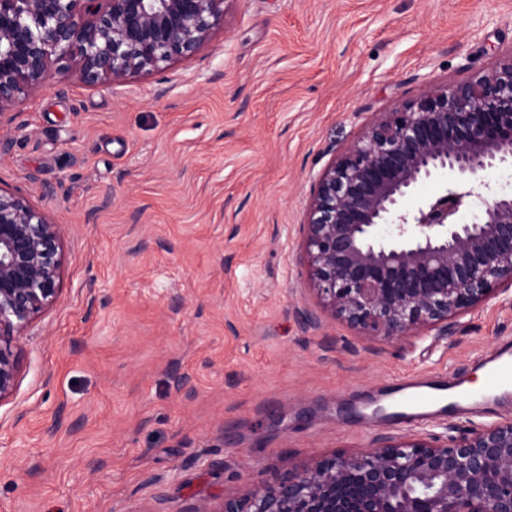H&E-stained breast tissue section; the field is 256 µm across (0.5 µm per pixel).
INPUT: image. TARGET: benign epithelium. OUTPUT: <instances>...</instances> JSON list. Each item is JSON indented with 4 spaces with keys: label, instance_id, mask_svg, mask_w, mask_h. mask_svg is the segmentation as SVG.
<instances>
[{
    "label": "benign epithelium",
    "instance_id": "1",
    "mask_svg": "<svg viewBox=\"0 0 512 512\" xmlns=\"http://www.w3.org/2000/svg\"><path fill=\"white\" fill-rule=\"evenodd\" d=\"M227 0H0V120L74 62L89 86L194 56ZM512 165V56L472 80L382 112L312 187L303 243L334 315L373 336L454 332L512 291V193L469 179ZM450 175L403 206L418 186ZM482 209L465 213L468 199ZM68 229L0 189V404L15 393L29 323L59 297ZM219 512H512V419L442 440L381 436L224 500Z\"/></svg>",
    "mask_w": 512,
    "mask_h": 512
}]
</instances>
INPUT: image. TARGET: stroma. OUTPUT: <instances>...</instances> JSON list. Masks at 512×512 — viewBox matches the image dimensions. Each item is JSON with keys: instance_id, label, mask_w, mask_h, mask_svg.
<instances>
[{"instance_id": "35a3bbf8", "label": "stroma", "mask_w": 512, "mask_h": 512, "mask_svg": "<svg viewBox=\"0 0 512 512\" xmlns=\"http://www.w3.org/2000/svg\"><path fill=\"white\" fill-rule=\"evenodd\" d=\"M224 8L196 55L151 73L91 87L59 61L0 127V188L69 228L60 298L0 405V512L216 507L379 436L512 418L493 401L340 413L407 378L475 380L512 340V295L451 336H367L323 305L301 231L315 180L377 114L512 56V0Z\"/></svg>"}]
</instances>
